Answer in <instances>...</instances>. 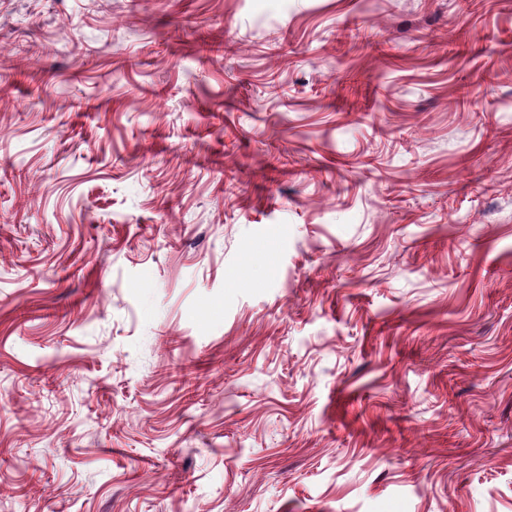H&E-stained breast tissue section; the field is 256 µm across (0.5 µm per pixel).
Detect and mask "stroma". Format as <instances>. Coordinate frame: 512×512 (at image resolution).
Wrapping results in <instances>:
<instances>
[{
  "mask_svg": "<svg viewBox=\"0 0 512 512\" xmlns=\"http://www.w3.org/2000/svg\"><path fill=\"white\" fill-rule=\"evenodd\" d=\"M0 512H512V0H0Z\"/></svg>",
  "mask_w": 512,
  "mask_h": 512,
  "instance_id": "35a3bbf8",
  "label": "stroma"
}]
</instances>
